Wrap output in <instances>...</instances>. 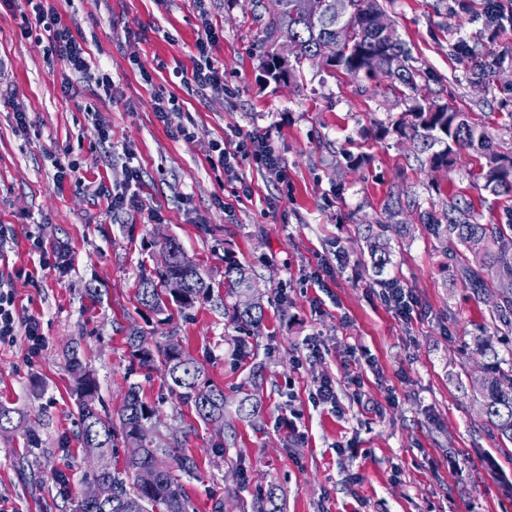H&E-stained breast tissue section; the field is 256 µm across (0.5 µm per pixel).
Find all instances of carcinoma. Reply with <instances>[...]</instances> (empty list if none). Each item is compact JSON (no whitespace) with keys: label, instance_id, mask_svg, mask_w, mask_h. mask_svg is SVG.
Wrapping results in <instances>:
<instances>
[{"label":"carcinoma","instance_id":"carcinoma-1","mask_svg":"<svg viewBox=\"0 0 512 512\" xmlns=\"http://www.w3.org/2000/svg\"><path fill=\"white\" fill-rule=\"evenodd\" d=\"M272 20L264 28L263 55L268 74L275 81L291 77L304 61L322 56L329 69L354 79L385 84V90L406 105L401 117L385 125L376 124V135L397 133L409 138L413 149L424 155L423 168L431 173L451 172L466 150H474L485 159L482 167L483 187L492 193L512 197V154L505 153L486 127L462 112L421 93L422 83L431 81V74L416 66L407 44L395 27L380 31L374 17L383 13L378 0H349L350 12L340 19L333 0H275ZM281 39L293 46L295 66L283 69L273 56V47ZM461 52L475 58L469 71V82L483 85L499 65L497 55L489 52L478 56L475 49L462 41ZM406 206L400 198H390L384 207L386 220L366 225L365 243L374 268L381 272L390 261L388 232L403 233L408 221L401 218ZM417 221L433 237L446 259L445 266L453 281L481 299L492 291L500 299L492 307L490 324L493 333L512 335V265L498 262V253L512 246V206L493 224H480L471 202L460 197L448 199L441 216L429 210L417 212ZM169 262L158 271V278L139 280V303L162 314L174 305L186 312L213 290L212 283L196 269L186 271L175 260L180 243H165ZM184 280L182 297L168 298L163 284L168 278ZM224 287L231 295L256 290L251 270L231 263L224 268ZM236 321L254 328L264 317L262 303L242 309L233 306ZM131 356L146 370H159L167 378L171 393L183 404L191 406L205 424L224 421V390L208 383L205 369L193 359L183 365L178 343L169 339L159 342L142 330L125 336ZM475 351L487 360L484 375L470 380L472 396L485 407L483 425L503 444H512V355L505 358L492 343L475 337ZM67 368L72 376V393L80 420L79 444L85 451L106 453L115 438L122 439L126 456L122 469H113L106 477L95 473L93 479L108 483L111 499L104 505L89 509L75 500L72 512H189L185 482L197 477L196 465L188 457L177 458L172 448L178 436H157L152 425L156 416L153 406L143 401L141 387L131 383L126 391L118 419L97 406L99 383L87 370L76 352H71ZM208 385L209 397L197 392V385ZM157 473V482L150 488L138 483L135 475L143 467Z\"/></svg>","mask_w":512,"mask_h":512}]
</instances>
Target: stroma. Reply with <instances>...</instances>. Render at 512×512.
Here are the masks:
<instances>
[{"mask_svg": "<svg viewBox=\"0 0 512 512\" xmlns=\"http://www.w3.org/2000/svg\"><path fill=\"white\" fill-rule=\"evenodd\" d=\"M83 37L92 69L108 73L111 95L81 87L50 55L45 32L24 37L25 0H0V278L15 298L17 319L38 318L43 342L0 344V402L24 421L0 434V512H70L55 475H71L81 493L92 470L77 441L78 414L66 369L77 351L118 412L129 382L160 410L157 429L181 440L175 456L194 459L185 490L192 512H237L236 504L274 495L279 512H512V457L483 428L469 379L482 360L474 336L488 325L489 301L453 284L436 243L421 225L392 237L391 256L375 273L364 226L389 195L440 213L450 193L467 192L480 223L499 220L504 198L473 188L481 159L463 152L454 171L430 174L410 141L375 138L378 122L404 110L382 86L304 63L295 79L275 83L259 64L270 10L253 0H47ZM420 65L435 77L427 94L482 116L502 151L512 131V23L489 26L484 0H380ZM219 36L212 57L224 88L199 92L181 81L191 70L203 21ZM493 29L494 52H508L490 89L470 84V60L458 39ZM151 82H144L143 74ZM173 95L176 109L158 119L152 98ZM30 125L18 130L15 107ZM111 128L102 143L91 125ZM179 126L191 142L172 138ZM265 134L288 169V190L267 181L252 161L236 168L250 196L220 205L228 176L207 161L231 128ZM363 156L349 169L345 154ZM144 172L139 208L110 213L97 187L125 185L128 160ZM77 165V178L57 179ZM177 240L215 288L188 314H153L136 300L140 278L155 276L162 247ZM69 251L59 268L54 243ZM333 270L323 287L308 276L321 262ZM250 268L263 295L260 328L233 318L222 288L224 268ZM411 291L419 307L404 320L380 298L381 280ZM100 296L91 299L89 287ZM171 336L206 377L224 390L223 430L204 424L171 397L160 373L132 369L129 328ZM318 354H310V345ZM261 363V407L238 415L241 389ZM361 385H353V377ZM330 379L338 408L315 405L316 385ZM42 440L36 455L26 434Z\"/></svg>", "mask_w": 512, "mask_h": 512, "instance_id": "1", "label": "stroma"}]
</instances>
